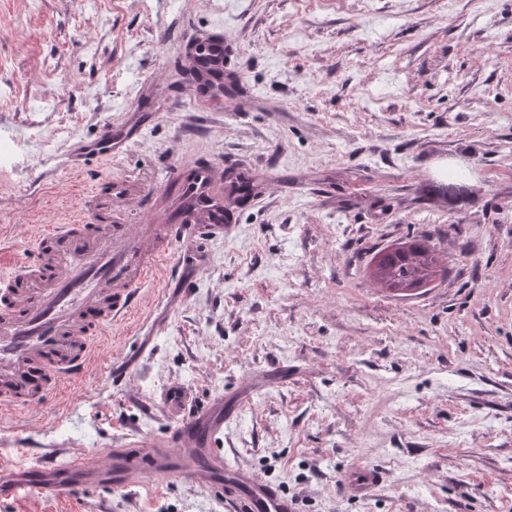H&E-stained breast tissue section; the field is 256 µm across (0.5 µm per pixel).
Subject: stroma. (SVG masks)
Instances as JSON below:
<instances>
[{
  "mask_svg": "<svg viewBox=\"0 0 512 512\" xmlns=\"http://www.w3.org/2000/svg\"><path fill=\"white\" fill-rule=\"evenodd\" d=\"M223 39L222 110L188 56ZM139 132L71 168L72 146ZM0 226L30 259L41 225L97 191V223L163 224L176 169L258 182L223 236L113 326L101 365L6 434L102 461L165 437L166 384L193 404L258 384L224 424L226 458L297 512H512V0H0ZM429 240L448 276L410 294L369 275ZM118 359L126 377L106 375ZM288 378L271 381L274 367ZM381 484L355 497L364 468ZM0 512H229L171 478L117 493L0 497Z\"/></svg>",
  "mask_w": 512,
  "mask_h": 512,
  "instance_id": "35a3bbf8",
  "label": "stroma"
}]
</instances>
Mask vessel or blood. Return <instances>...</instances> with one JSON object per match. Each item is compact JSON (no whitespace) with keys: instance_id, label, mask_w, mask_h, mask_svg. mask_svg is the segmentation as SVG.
Segmentation results:
<instances>
[{"instance_id":"b4317fda","label":"vessel or blood","mask_w":512,"mask_h":512,"mask_svg":"<svg viewBox=\"0 0 512 512\" xmlns=\"http://www.w3.org/2000/svg\"><path fill=\"white\" fill-rule=\"evenodd\" d=\"M129 141L127 130L111 128L69 158L112 156ZM91 217L86 208L80 223L48 226L34 240L33 260L0 264V419L47 403L66 380L89 370L95 338L134 313L158 268L170 279L180 277L181 265L170 257L173 243L224 231L220 224H95ZM157 405L175 420L169 434L110 449L100 464L73 451L59 465L32 463L27 442L13 437L19 463H0V478H14L0 495L47 491L66 499L92 485L108 483L124 491L146 475L158 483L176 474L211 490L223 487L234 512H296L294 500L277 486L225 461L218 447L223 401L199 409L186 387L171 384L161 390Z\"/></svg>"}]
</instances>
